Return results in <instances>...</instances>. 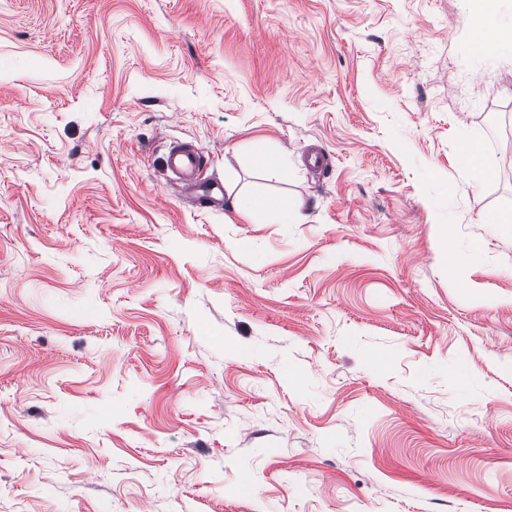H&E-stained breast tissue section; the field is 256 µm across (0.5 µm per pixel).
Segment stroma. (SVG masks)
I'll use <instances>...</instances> for the list:
<instances>
[{"instance_id": "stroma-1", "label": "stroma", "mask_w": 512, "mask_h": 512, "mask_svg": "<svg viewBox=\"0 0 512 512\" xmlns=\"http://www.w3.org/2000/svg\"><path fill=\"white\" fill-rule=\"evenodd\" d=\"M508 213L462 0H0V512H512ZM460 163L464 168L481 169L486 173L492 170L487 156L483 154L482 149L472 141H465L463 143ZM203 156L199 150L188 143H177L170 147L166 155L167 169L175 175V180L182 183L186 190L192 192L197 201L203 204L219 203L224 198V187L220 183L212 182L203 189L198 182L203 167ZM199 191H203L199 194ZM232 205L234 211L243 217L258 211H277L281 208L278 201L264 198H236Z\"/></svg>"}]
</instances>
